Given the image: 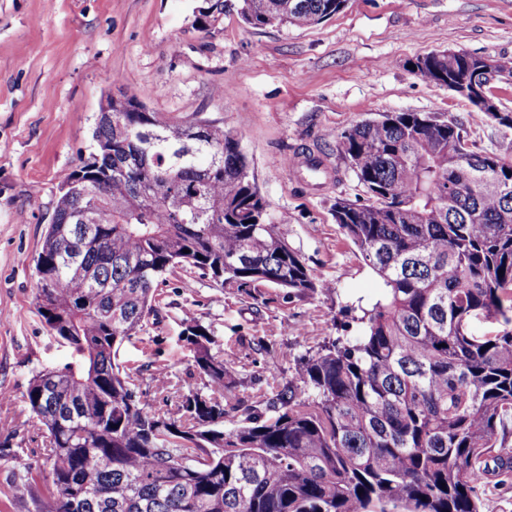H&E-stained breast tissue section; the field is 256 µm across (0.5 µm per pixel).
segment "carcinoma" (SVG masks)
Masks as SVG:
<instances>
[{
    "instance_id": "1",
    "label": "carcinoma",
    "mask_w": 512,
    "mask_h": 512,
    "mask_svg": "<svg viewBox=\"0 0 512 512\" xmlns=\"http://www.w3.org/2000/svg\"><path fill=\"white\" fill-rule=\"evenodd\" d=\"M346 2L235 8L253 27L304 29ZM468 57L428 53L413 69L445 84ZM138 107L112 101L59 187L36 309L80 360L30 379L47 469L26 471L12 495L34 512H480L477 488L512 471L511 455H492L512 420V161L470 150L436 112L340 133L364 198L336 200L333 216L385 284L360 334L325 337L249 402L208 329L185 320L202 386L182 392L161 368L156 389L177 402L156 409L116 356L156 317L166 273L185 267L254 300L331 285L272 222L243 133ZM480 319L495 329L476 332Z\"/></svg>"
}]
</instances>
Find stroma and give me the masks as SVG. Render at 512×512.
Segmentation results:
<instances>
[{"label": "stroma", "mask_w": 512, "mask_h": 512, "mask_svg": "<svg viewBox=\"0 0 512 512\" xmlns=\"http://www.w3.org/2000/svg\"><path fill=\"white\" fill-rule=\"evenodd\" d=\"M204 0H0V388L25 407L33 373L77 362L36 311L34 260L52 222L62 177L90 150L107 93L128 94L177 119L243 132L250 172L274 223L330 290L258 299L190 279L178 269L159 287L157 320L118 353L137 371L145 400L162 403L155 367L195 386L181 323L198 318L223 354L241 396L327 336L355 337L354 305L384 293L332 216L355 199L354 172L336 136L390 112H439L461 126L472 150L512 158V130L476 112L447 87L422 79L416 57L464 50L512 62V0H348L307 29L244 24L235 10L205 26ZM308 153L322 173H290Z\"/></svg>", "instance_id": "35a3bbf8"}]
</instances>
